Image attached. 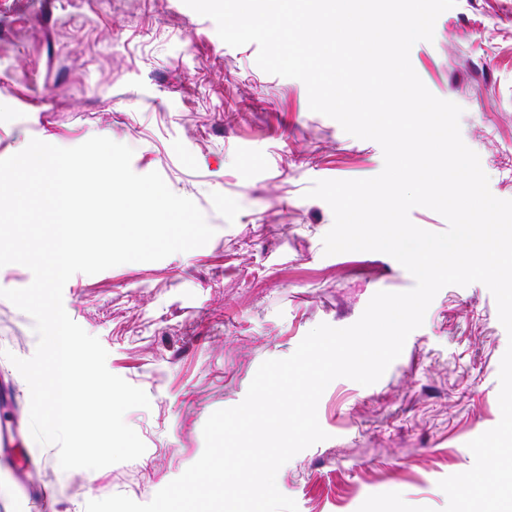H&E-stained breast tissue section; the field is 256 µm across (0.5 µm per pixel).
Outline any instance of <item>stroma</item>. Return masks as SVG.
I'll return each instance as SVG.
<instances>
[{
	"label": "stroma",
	"mask_w": 512,
	"mask_h": 512,
	"mask_svg": "<svg viewBox=\"0 0 512 512\" xmlns=\"http://www.w3.org/2000/svg\"><path fill=\"white\" fill-rule=\"evenodd\" d=\"M258 52L224 43L183 0H0V159L34 138L72 148L105 132L132 148L135 173L159 172L215 230L204 246L64 286L67 314L99 339L108 370L149 397L125 415L146 445L132 461L64 472L57 447L34 441L12 363L33 356L34 321L0 298V419L16 427L0 512H31L32 481L47 512L116 494L150 502L200 458L206 420L243 401L263 361L290 356L319 324H354L376 292L414 286L387 254L325 255L333 213L307 190L378 175L382 149L310 111L305 84L263 71ZM410 62L462 107L491 193L512 199V0H457ZM511 342L484 284L444 287L377 382L327 386V438L280 468V492L298 512H380L393 499L443 512L439 480L469 470V441L500 421ZM26 458L37 468L23 470Z\"/></svg>",
	"instance_id": "35a3bbf8"
}]
</instances>
